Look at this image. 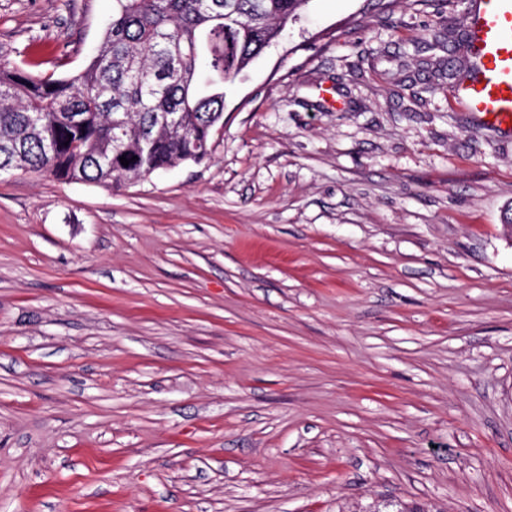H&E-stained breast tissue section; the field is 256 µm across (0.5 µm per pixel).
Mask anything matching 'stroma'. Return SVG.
Returning a JSON list of instances; mask_svg holds the SVG:
<instances>
[{
  "mask_svg": "<svg viewBox=\"0 0 512 512\" xmlns=\"http://www.w3.org/2000/svg\"><path fill=\"white\" fill-rule=\"evenodd\" d=\"M471 2L310 0L202 163L0 175V512H512V130L451 96ZM111 14L0 0V62L73 75Z\"/></svg>",
  "mask_w": 512,
  "mask_h": 512,
  "instance_id": "obj_1",
  "label": "stroma"
}]
</instances>
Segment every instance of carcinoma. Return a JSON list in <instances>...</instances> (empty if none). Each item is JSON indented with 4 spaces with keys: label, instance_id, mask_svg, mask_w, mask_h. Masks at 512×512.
I'll use <instances>...</instances> for the list:
<instances>
[{
    "label": "carcinoma",
    "instance_id": "obj_1",
    "mask_svg": "<svg viewBox=\"0 0 512 512\" xmlns=\"http://www.w3.org/2000/svg\"><path fill=\"white\" fill-rule=\"evenodd\" d=\"M308 2L113 0L78 74L40 78L1 62L0 174L118 187L202 162L224 123V85Z\"/></svg>",
    "mask_w": 512,
    "mask_h": 512
}]
</instances>
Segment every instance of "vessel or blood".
<instances>
[{
	"label": "vessel or blood",
	"mask_w": 512,
	"mask_h": 512,
	"mask_svg": "<svg viewBox=\"0 0 512 512\" xmlns=\"http://www.w3.org/2000/svg\"><path fill=\"white\" fill-rule=\"evenodd\" d=\"M467 49L475 78L454 99L485 125L512 129V0H477L466 15Z\"/></svg>",
	"instance_id": "obj_1"
}]
</instances>
